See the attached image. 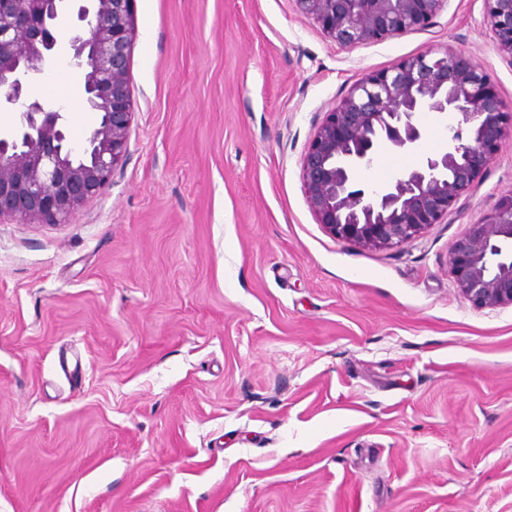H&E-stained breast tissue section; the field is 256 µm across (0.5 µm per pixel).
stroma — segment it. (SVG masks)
Masks as SVG:
<instances>
[{
	"mask_svg": "<svg viewBox=\"0 0 512 512\" xmlns=\"http://www.w3.org/2000/svg\"><path fill=\"white\" fill-rule=\"evenodd\" d=\"M128 156L68 223L0 221V512H512V306L449 251L512 194V130L413 241L310 211L301 159L364 73L450 50L512 109L484 0L345 48L294 0H133ZM30 92L95 120L69 60ZM382 150L387 182L444 148Z\"/></svg>",
	"mask_w": 512,
	"mask_h": 512,
	"instance_id": "stroma-1",
	"label": "stroma"
}]
</instances>
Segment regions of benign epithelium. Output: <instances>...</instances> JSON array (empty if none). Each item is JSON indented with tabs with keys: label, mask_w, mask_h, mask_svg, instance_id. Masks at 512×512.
I'll return each mask as SVG.
<instances>
[{
	"label": "benign epithelium",
	"mask_w": 512,
	"mask_h": 512,
	"mask_svg": "<svg viewBox=\"0 0 512 512\" xmlns=\"http://www.w3.org/2000/svg\"><path fill=\"white\" fill-rule=\"evenodd\" d=\"M133 0H0V219L65 224L124 163L132 99ZM336 44L354 47L432 25L447 0H294ZM499 50L512 58V0H485ZM67 57L83 74L86 111L98 114L86 142L66 136L65 110L27 94ZM452 113L445 148L378 187L362 174L386 147L419 148L416 114ZM512 111L487 71L448 50L366 73L323 119L301 162L308 206L334 238L387 249L424 233L492 163ZM460 294L473 306H512V194L467 225L449 253Z\"/></svg>",
	"instance_id": "obj_1"
}]
</instances>
